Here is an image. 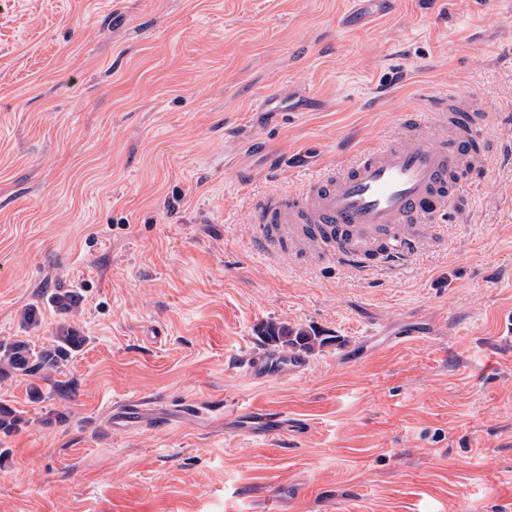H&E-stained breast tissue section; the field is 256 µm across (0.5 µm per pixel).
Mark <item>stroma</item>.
I'll return each mask as SVG.
<instances>
[{"label":"stroma","instance_id":"1","mask_svg":"<svg viewBox=\"0 0 512 512\" xmlns=\"http://www.w3.org/2000/svg\"><path fill=\"white\" fill-rule=\"evenodd\" d=\"M451 89L497 149L401 275L257 249L253 195ZM270 322L318 343L245 380ZM62 324L0 512H512V0H0V342ZM306 364L288 360L274 351H264L248 356L244 361V377L247 380H261L274 376L288 377L301 374Z\"/></svg>","mask_w":512,"mask_h":512}]
</instances>
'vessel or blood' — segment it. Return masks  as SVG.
Segmentation results:
<instances>
[{"label": "vessel or blood", "instance_id": "1", "mask_svg": "<svg viewBox=\"0 0 512 512\" xmlns=\"http://www.w3.org/2000/svg\"><path fill=\"white\" fill-rule=\"evenodd\" d=\"M404 132L327 167L295 189L255 197L263 224L255 241L283 255L288 241L316 249L358 273L398 275L420 254L423 237L441 235L458 188L484 170L494 149L490 124L473 96L450 91L428 110L404 113ZM438 128L430 136V128ZM305 363L273 351L248 356L244 377L301 374Z\"/></svg>", "mask_w": 512, "mask_h": 512}]
</instances>
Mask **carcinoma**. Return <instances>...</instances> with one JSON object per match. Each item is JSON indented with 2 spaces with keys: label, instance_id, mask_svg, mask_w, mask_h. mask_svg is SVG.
<instances>
[{
  "label": "carcinoma",
  "instance_id": "obj_1",
  "mask_svg": "<svg viewBox=\"0 0 512 512\" xmlns=\"http://www.w3.org/2000/svg\"><path fill=\"white\" fill-rule=\"evenodd\" d=\"M49 302L61 311H68L76 304V294L69 290L53 293ZM260 335L264 340L284 350L294 348H314V340L301 330L286 325L269 323L262 327ZM85 337L70 326L58 327L53 344L36 350L24 340H15L0 344V378L26 376L41 381L50 374L61 372L62 368L81 350ZM21 422L20 413L4 404H0V431L8 434Z\"/></svg>",
  "mask_w": 512,
  "mask_h": 512
}]
</instances>
